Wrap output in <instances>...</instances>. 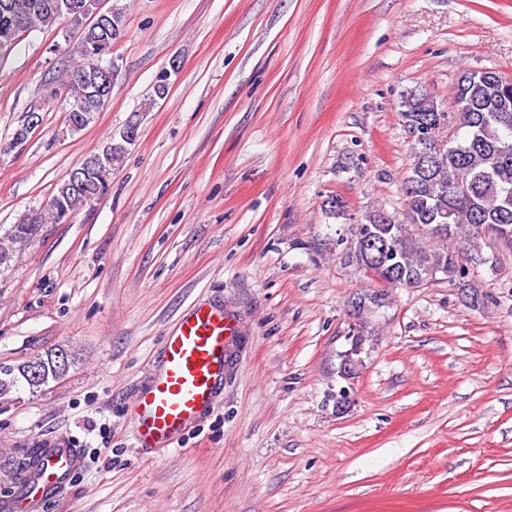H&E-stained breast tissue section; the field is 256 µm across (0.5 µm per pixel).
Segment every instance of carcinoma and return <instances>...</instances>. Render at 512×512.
Listing matches in <instances>:
<instances>
[{
    "instance_id": "obj_1",
    "label": "carcinoma",
    "mask_w": 512,
    "mask_h": 512,
    "mask_svg": "<svg viewBox=\"0 0 512 512\" xmlns=\"http://www.w3.org/2000/svg\"><path fill=\"white\" fill-rule=\"evenodd\" d=\"M56 0H0V34L12 29L19 18L28 23V30L53 25L62 18L53 6ZM126 10L112 4L109 31L86 27L77 32V40L91 43L107 35L118 42L125 34ZM62 89L68 105L83 104L99 115L98 102L90 84L64 74ZM470 99L473 110L460 113L448 145L437 149L448 127L433 119L425 90L414 89L401 96L400 118L411 139L412 162L403 181L404 209L402 217L392 224H374L365 220L354 227L348 257L371 272L383 289L365 293L354 302L358 314L381 308L388 303L389 289L419 287L429 281L428 272L443 270L445 278L467 289L469 268L463 264L459 243L474 244L491 235L512 244V82H488L471 86L456 82L453 102ZM112 146L111 166L117 167L128 153L119 133L110 134L103 146ZM112 175L94 178L79 188L58 184L53 197L58 208L48 212L55 224L65 222L71 214L89 203L88 195L108 189ZM42 217H25L8 228L0 227V275L11 270L15 255L40 236ZM377 336L363 320L354 324L348 336L349 349L356 356H367ZM37 364L40 378H30L32 364ZM70 354L57 349L34 357L18 366H0V395H6L24 380L30 391L59 379L58 373L68 370Z\"/></svg>"
}]
</instances>
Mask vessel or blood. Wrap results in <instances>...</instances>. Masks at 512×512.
<instances>
[{
    "label": "vessel or blood",
    "instance_id": "obj_1",
    "mask_svg": "<svg viewBox=\"0 0 512 512\" xmlns=\"http://www.w3.org/2000/svg\"><path fill=\"white\" fill-rule=\"evenodd\" d=\"M233 331L223 308L194 304L165 338L163 358L136 396L133 421L148 448L170 446L210 406L224 379V349ZM80 463L76 449L59 448L26 490L30 512L58 496Z\"/></svg>",
    "mask_w": 512,
    "mask_h": 512
}]
</instances>
